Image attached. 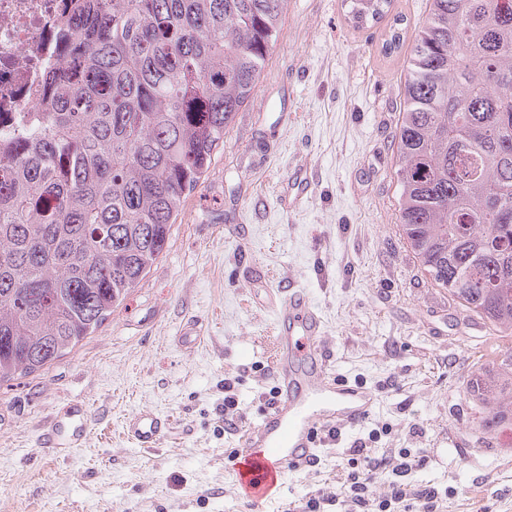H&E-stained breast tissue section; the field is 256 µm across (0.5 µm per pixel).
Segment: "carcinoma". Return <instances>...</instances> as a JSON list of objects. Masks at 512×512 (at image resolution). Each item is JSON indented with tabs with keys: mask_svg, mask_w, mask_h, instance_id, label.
<instances>
[{
	"mask_svg": "<svg viewBox=\"0 0 512 512\" xmlns=\"http://www.w3.org/2000/svg\"><path fill=\"white\" fill-rule=\"evenodd\" d=\"M288 0H86L40 127L0 150V384L93 334L167 249L259 81ZM360 28L392 0H349ZM408 45L399 223L439 286L512 335V0H428ZM512 431V348L470 370Z\"/></svg>",
	"mask_w": 512,
	"mask_h": 512,
	"instance_id": "obj_1",
	"label": "carcinoma"
}]
</instances>
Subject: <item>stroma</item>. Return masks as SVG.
I'll return each mask as SVG.
<instances>
[{"label":"stroma","instance_id":"35a3bbf8","mask_svg":"<svg viewBox=\"0 0 512 512\" xmlns=\"http://www.w3.org/2000/svg\"><path fill=\"white\" fill-rule=\"evenodd\" d=\"M427 0H393L355 28L347 0H288L281 35L224 148L186 199L167 251L98 330L50 368L0 384V512H288L335 491L354 442L423 452L417 483L449 489L447 512H512V431L482 434L463 381L512 346L461 324L398 221L394 134L407 50L386 53L394 18L406 33ZM313 195L288 211V177ZM268 287L295 283L324 316L332 370L376 404L312 467L288 470L277 497L236 489L231 454L272 402L273 320L247 266ZM201 340L183 348V326ZM236 405L225 410L224 396ZM93 419L81 447L45 453L40 428L71 401ZM152 408L170 421L143 449L122 420Z\"/></svg>","mask_w":512,"mask_h":512}]
</instances>
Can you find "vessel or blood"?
<instances>
[{
	"label": "vessel or blood",
	"instance_id": "obj_1",
	"mask_svg": "<svg viewBox=\"0 0 512 512\" xmlns=\"http://www.w3.org/2000/svg\"><path fill=\"white\" fill-rule=\"evenodd\" d=\"M311 193L309 177L297 172L290 175L282 201L292 208L307 202ZM260 303L273 316L276 396L247 431L246 448L233 458L237 485L256 504L274 495L289 466L314 461L324 439L366 419L374 404L371 391L332 375L325 321L302 289L268 288ZM90 423L88 405L74 403L65 416L52 417L40 445L50 452L78 447ZM169 427L168 419L151 408L129 414L123 423L125 435L142 448L156 447Z\"/></svg>",
	"mask_w": 512,
	"mask_h": 512
}]
</instances>
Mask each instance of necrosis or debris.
<instances>
[{
	"label": "necrosis or debris",
	"instance_id": "1",
	"mask_svg": "<svg viewBox=\"0 0 512 512\" xmlns=\"http://www.w3.org/2000/svg\"><path fill=\"white\" fill-rule=\"evenodd\" d=\"M83 0H0V148L43 111L42 85L62 58L65 23Z\"/></svg>",
	"mask_w": 512,
	"mask_h": 512
}]
</instances>
